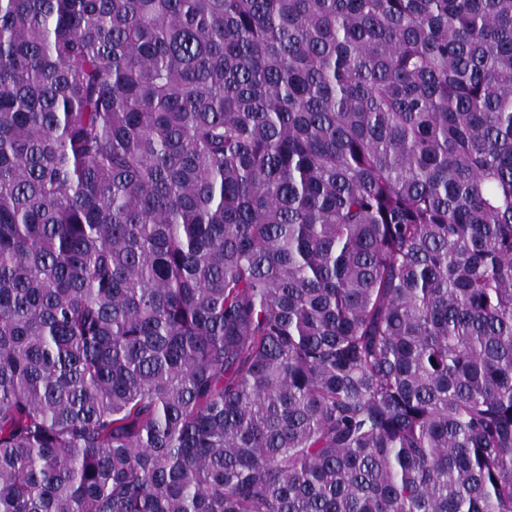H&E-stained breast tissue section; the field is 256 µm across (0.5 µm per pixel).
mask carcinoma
Here are the masks:
<instances>
[{
  "label": "carcinoma",
  "instance_id": "carcinoma-1",
  "mask_svg": "<svg viewBox=\"0 0 512 512\" xmlns=\"http://www.w3.org/2000/svg\"><path fill=\"white\" fill-rule=\"evenodd\" d=\"M0 512H512V0H0Z\"/></svg>",
  "mask_w": 512,
  "mask_h": 512
}]
</instances>
